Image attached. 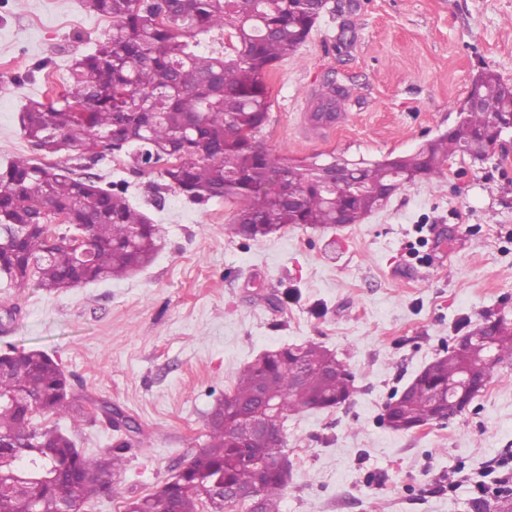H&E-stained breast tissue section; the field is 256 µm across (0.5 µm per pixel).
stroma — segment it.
<instances>
[{
  "mask_svg": "<svg viewBox=\"0 0 512 512\" xmlns=\"http://www.w3.org/2000/svg\"><path fill=\"white\" fill-rule=\"evenodd\" d=\"M110 27L81 0H0V165L34 154L22 104L56 97L74 59ZM488 67L512 83V0H329L306 41L271 69L258 139L310 161L410 154L456 122ZM329 83L348 93L345 122L304 142L299 115L315 111ZM89 174L125 189L160 225L153 262L55 293L32 282L0 288V353L48 352L73 397L97 407L76 424H37H60L87 453L131 443L111 497L82 512L153 492L203 448L208 415L237 373L303 342L335 352L356 392L288 418L292 477L280 512H473L474 483L512 460V360L448 421L396 432L383 410L484 316L512 319L511 136L485 161L458 156L440 177L400 186L360 223L258 240L229 234L233 201L192 203L124 155ZM104 405L131 430L111 426Z\"/></svg>",
  "mask_w": 512,
  "mask_h": 512,
  "instance_id": "1",
  "label": "stroma"
}]
</instances>
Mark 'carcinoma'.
I'll return each mask as SVG.
<instances>
[{
  "mask_svg": "<svg viewBox=\"0 0 512 512\" xmlns=\"http://www.w3.org/2000/svg\"><path fill=\"white\" fill-rule=\"evenodd\" d=\"M85 9L112 20L104 41L75 59L64 95L23 105L21 128L43 156L66 148L70 160L40 164L16 158L0 167V279L16 286L30 281L48 291L77 286L73 257L66 250L45 254L44 224L49 213L67 210L73 223L87 225L93 244L91 281L127 277L148 264L158 250L159 230L131 205L124 192L104 188L79 171L102 159L97 148L108 140L140 168L138 155L160 171L167 185L196 204L231 199L239 204L229 232L256 240L286 226L356 224L380 206L373 191L395 182L411 184L441 173L442 165L466 156L475 138L489 130L490 112L466 117L418 151L364 163L362 184H341L330 192L315 162L289 160L265 150L257 140L268 119L267 77L288 52L305 42L317 22L312 0H83ZM220 31L224 51L204 48ZM479 94L512 112V84L491 68L481 73ZM344 105L324 93L315 112L331 116ZM195 130L181 134L185 119ZM280 173L287 176L290 208L267 191ZM494 339L499 362L512 359V326ZM483 349L448 350L430 372L415 378L394 411L392 429L409 432L429 421L434 395L457 383L475 366ZM23 366L0 373V512H56L61 502L85 504L102 494L119 471L121 458L106 449L89 456L55 425L40 427L38 415L77 421L82 405L58 393L66 376L60 364L41 350H27ZM308 364L302 385L296 367ZM264 382L275 397L277 417L336 408L353 395L354 375L322 345L303 343L266 351L238 375L217 400L211 414L224 416L226 428L208 423L204 449L173 475L176 495L159 487L128 499L124 512H224L210 496L228 483L260 489L265 512H279L288 485L278 462L287 456L285 439L270 437L258 445L267 463L261 473L242 463L234 425L236 406L255 401Z\"/></svg>",
  "mask_w": 512,
  "mask_h": 512,
  "instance_id": "1",
  "label": "carcinoma"
}]
</instances>
